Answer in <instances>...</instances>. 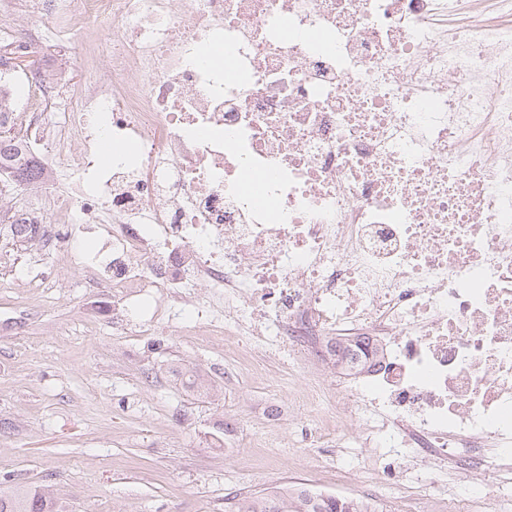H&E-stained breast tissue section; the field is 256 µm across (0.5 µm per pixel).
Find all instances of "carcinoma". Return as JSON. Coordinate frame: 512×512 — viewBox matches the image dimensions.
<instances>
[{
    "label": "carcinoma",
    "instance_id": "cac0c4a2",
    "mask_svg": "<svg viewBox=\"0 0 512 512\" xmlns=\"http://www.w3.org/2000/svg\"><path fill=\"white\" fill-rule=\"evenodd\" d=\"M21 138L0 136V167L8 171L9 185L31 180L36 162L19 155ZM0 512H67L66 505L39 487L14 485L0 488ZM232 512H366L357 499L313 493L299 488L294 493L272 491L243 499Z\"/></svg>",
    "mask_w": 512,
    "mask_h": 512
}]
</instances>
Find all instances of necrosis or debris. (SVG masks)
I'll return each instance as SVG.
<instances>
[{
  "label": "necrosis or debris",
  "instance_id": "4bbe7bcc",
  "mask_svg": "<svg viewBox=\"0 0 512 512\" xmlns=\"http://www.w3.org/2000/svg\"><path fill=\"white\" fill-rule=\"evenodd\" d=\"M20 12L28 48L84 62L58 124L62 70L0 74V124L59 159L29 185L57 262L353 376L302 426L332 406L413 468L512 490V0H0L1 34ZM106 138L130 146L108 165ZM363 338L365 368L337 362ZM44 52L61 60L69 71L71 87L77 88L82 77V64L80 57H75L70 53L66 45L56 42H47Z\"/></svg>",
  "mask_w": 512,
  "mask_h": 512
}]
</instances>
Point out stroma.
<instances>
[{
	"mask_svg": "<svg viewBox=\"0 0 512 512\" xmlns=\"http://www.w3.org/2000/svg\"><path fill=\"white\" fill-rule=\"evenodd\" d=\"M50 271L33 300L31 275ZM140 315L112 312V291L83 287L76 269L0 230V484L41 485L69 512H225L277 488L419 502L442 474L391 458L387 480L358 423L299 424L294 393L325 384L320 362L289 364L274 350L241 366V336L214 346L179 336L180 311L127 331ZM207 387L187 390L180 373Z\"/></svg>",
	"mask_w": 512,
	"mask_h": 512,
	"instance_id": "obj_1",
	"label": "stroma"
}]
</instances>
